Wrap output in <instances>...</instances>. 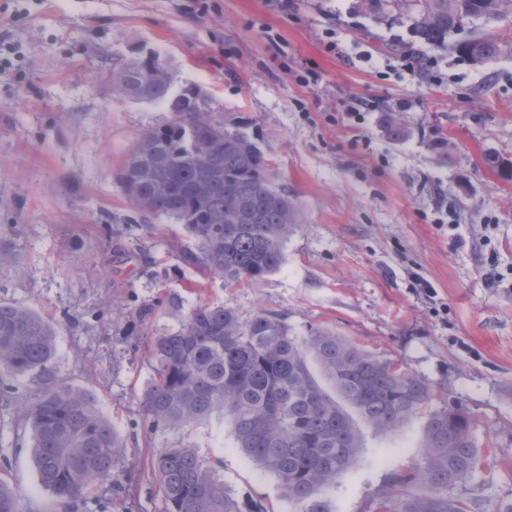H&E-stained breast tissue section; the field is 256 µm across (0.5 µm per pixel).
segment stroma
Returning <instances> with one entry per match:
<instances>
[{"label":"stroma","instance_id":"obj_1","mask_svg":"<svg viewBox=\"0 0 512 512\" xmlns=\"http://www.w3.org/2000/svg\"><path fill=\"white\" fill-rule=\"evenodd\" d=\"M406 10L374 14L362 0H0V301L57 329L59 374L92 390L127 448L125 488L88 512H164L151 460L176 443L214 465L242 512H299L275 476L236 446L228 420L148 429L147 336L177 328L199 301L284 314L292 335L327 326L462 405L479 443L497 448L473 512L512 501V180L484 163L512 160V51L476 67L422 48ZM140 51L164 58L174 90L246 134L274 183L301 209L280 267L245 288L202 280L182 259L181 225L138 213L117 172L158 104L118 101L108 75ZM316 82H308L309 73ZM366 108L346 115V105ZM400 113L396 142L384 115ZM456 145L444 165L432 148ZM456 223H449V214ZM174 308H167V301ZM152 304L147 318L134 307ZM426 418L389 433L360 424L354 465L326 494L332 512H376L380 495L421 458ZM0 476L22 512H45L29 436L0 419Z\"/></svg>","mask_w":512,"mask_h":512}]
</instances>
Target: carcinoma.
<instances>
[{
  "instance_id": "obj_1",
  "label": "carcinoma",
  "mask_w": 512,
  "mask_h": 512,
  "mask_svg": "<svg viewBox=\"0 0 512 512\" xmlns=\"http://www.w3.org/2000/svg\"><path fill=\"white\" fill-rule=\"evenodd\" d=\"M412 2L419 42L449 48L474 64L502 55L509 43L486 33L451 42L469 20L493 21L512 12V0H393ZM118 99L157 103L172 120L144 130L117 179L143 214L180 224L197 241L183 254L206 279L241 287L277 270L300 212L288 192L276 188L258 147L205 112L194 88L172 89L170 68L159 55L134 56L112 68ZM396 140L408 129L395 112L386 115ZM487 165L512 178V161L496 153ZM153 374L142 394L152 429H182L220 415L230 420L237 448L274 475L301 512H332L325 492L355 462L361 437L344 405L374 427L391 431L427 416L422 460L384 494L378 512H471L457 493L475 479L495 449L481 446L474 420L462 406L430 409L437 392L426 380L379 360L336 331L321 327L291 334L285 315L259 310L245 317L222 304L202 302L175 331L149 340ZM57 331L38 312L0 302V409L17 431L29 432L33 464L49 493L50 512H80L98 497L121 490L115 479L126 446L88 389L60 378ZM312 356L331 380L325 392L311 373ZM26 378L33 392L19 398L11 380ZM153 476L165 512H240L214 467L195 449L175 444L154 460ZM420 484L422 496L401 488ZM0 512H22L0 477Z\"/></svg>"
}]
</instances>
